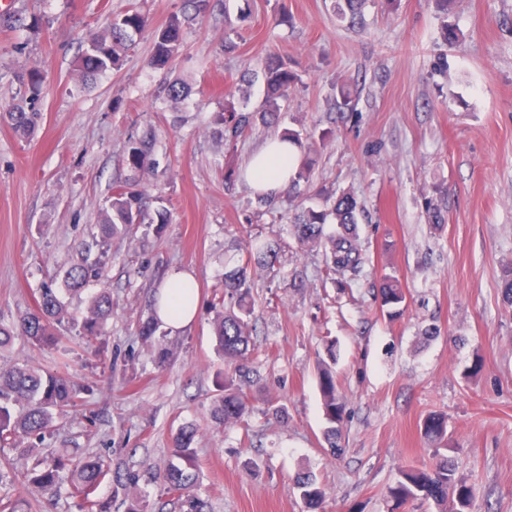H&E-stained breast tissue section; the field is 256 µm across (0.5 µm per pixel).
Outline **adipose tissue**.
I'll list each match as a JSON object with an SVG mask.
<instances>
[{
  "label": "adipose tissue",
  "instance_id": "obj_1",
  "mask_svg": "<svg viewBox=\"0 0 512 512\" xmlns=\"http://www.w3.org/2000/svg\"><path fill=\"white\" fill-rule=\"evenodd\" d=\"M298 145L278 137L268 138L249 158L245 175L250 186L268 198L285 194L291 185V173L299 156ZM192 273L172 271L160 288L155 302L156 314L167 329L177 332L190 327L197 319L199 295L184 299L181 286L193 283Z\"/></svg>",
  "mask_w": 512,
  "mask_h": 512
}]
</instances>
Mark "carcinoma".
<instances>
[{"label": "carcinoma", "instance_id": "obj_1", "mask_svg": "<svg viewBox=\"0 0 512 512\" xmlns=\"http://www.w3.org/2000/svg\"><path fill=\"white\" fill-rule=\"evenodd\" d=\"M365 0H334L338 20L351 26L363 22ZM186 16L175 14L154 37L151 65L165 69L172 65L183 43ZM145 26L144 17L136 10H129L112 17L111 23L102 33L89 35L85 47L74 62L75 70L85 82L116 70L122 66L123 58L134 45V36ZM261 76L265 85V99L260 106L236 108L233 104L224 106L221 113L224 125V141L234 142L251 130L256 122L268 128L278 126L281 116L280 102L288 99L297 84V75L288 67V62L275 53H269L261 65ZM162 98L177 101L188 95V88L177 81L161 88ZM13 128L22 133L35 129L41 115L27 111L21 105L8 113ZM153 138L130 137L126 147V162L137 171L153 167ZM313 171L312 159L302 157L292 176L290 192L297 196L311 191ZM145 189L128 182H117L112 188L109 206L104 212L101 228L102 242L122 238L131 233L138 224L145 223L148 215L144 205ZM362 205L352 192L336 196L331 204L322 208H302L293 224L295 237L302 245H319L324 248L326 265L336 276L338 285L350 287L362 273L368 256L362 248L359 216ZM278 256L276 243L265 241L246 251L241 264L224 272V297L219 299L222 310L214 321L218 351L224 357V394L213 409L214 423L227 426L240 421L249 410L244 387L255 383L254 367L256 354L252 341V316L254 305L250 301L251 284L257 271L267 267ZM106 252L93 257L85 253L65 271L62 285L67 291H80L91 282L105 278ZM60 289L46 287L35 300L34 308L19 316L17 324L9 327L0 325V350L10 345L15 334L28 337L36 345H49L56 341L55 324L67 315L59 298ZM381 311L390 319L402 315L406 295L399 281L390 275L381 278L377 289ZM112 315V294L103 287L93 293L82 319L85 335L96 336L101 325ZM318 385L321 394L328 447L335 454L342 452L339 439L344 422L345 396L339 390L336 378L326 363L317 366ZM69 378L48 369H39L26 364L0 367V446L20 449V455L33 456L29 447H19L23 439H40L58 425L65 408L79 398ZM424 437L440 444L447 436V422L440 414H429L422 423ZM196 429L185 426L173 439L171 457L163 482L172 494L183 499L187 512H205L206 505L191 494L196 483V451L192 447ZM64 464L44 466L33 462L27 470L29 481L41 487H53L67 481L71 493L89 504L91 512H110V502L96 498L101 484L108 479L110 470L102 460L71 462L67 478L60 470ZM300 496L311 507L318 509L325 498L324 489L308 473L296 479ZM392 502L391 512H397L409 502L424 501L436 505L438 512H466L474 498V490L463 478L456 475V469L448 456L435 450L433 461L422 467H407L400 470L399 479L389 489Z\"/></svg>", "mask_w": 512, "mask_h": 512}]
</instances>
